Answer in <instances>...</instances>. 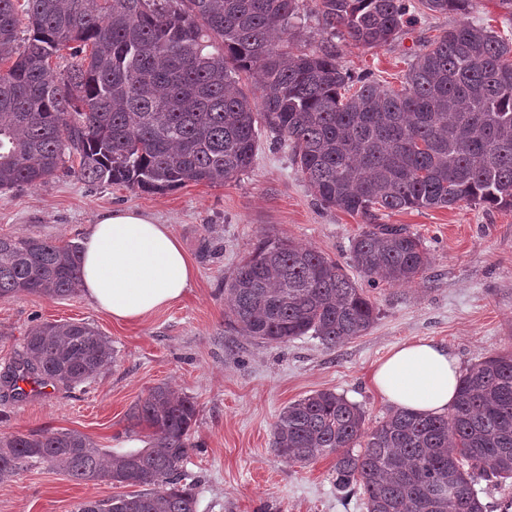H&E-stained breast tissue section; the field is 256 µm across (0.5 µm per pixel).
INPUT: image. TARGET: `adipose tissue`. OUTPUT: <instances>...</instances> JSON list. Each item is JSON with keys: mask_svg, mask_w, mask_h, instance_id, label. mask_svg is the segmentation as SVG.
Instances as JSON below:
<instances>
[{"mask_svg": "<svg viewBox=\"0 0 512 512\" xmlns=\"http://www.w3.org/2000/svg\"><path fill=\"white\" fill-rule=\"evenodd\" d=\"M195 276L168 225L122 209L104 213L81 242L84 294L118 322H134L178 300ZM456 358L440 345L415 340L393 348L375 369L380 394L396 408L447 413L458 386Z\"/></svg>", "mask_w": 512, "mask_h": 512, "instance_id": "adipose-tissue-1", "label": "adipose tissue"}]
</instances>
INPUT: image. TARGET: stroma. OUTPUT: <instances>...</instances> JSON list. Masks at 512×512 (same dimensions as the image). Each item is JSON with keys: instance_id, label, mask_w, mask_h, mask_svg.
<instances>
[{"instance_id": "obj_1", "label": "stroma", "mask_w": 512, "mask_h": 512, "mask_svg": "<svg viewBox=\"0 0 512 512\" xmlns=\"http://www.w3.org/2000/svg\"><path fill=\"white\" fill-rule=\"evenodd\" d=\"M461 23L512 39V11L501 0H472L463 13H426L398 39L373 49L341 42L339 61L401 89L423 45ZM133 208L169 225L196 269L182 298L135 323L112 320L84 294L47 298L21 293L0 300V371L30 327L85 322L109 337L115 358L90 382L71 389L14 395L0 387V434L75 430L102 453L149 447L151 431L128 420L151 387L166 383L194 398L198 450L185 463L197 512H366L359 494L344 497L332 481L334 456L308 465L272 449L274 424L288 403L331 390L358 404L366 428L390 411L375 389L376 365L398 344L425 339L455 355L460 369L512 351V209L422 208L386 212L379 223L420 236L432 257L414 282L393 285L351 265L350 247L367 221L325 208L289 150L260 133L253 167L221 186L190 183L159 193L90 184L59 170L46 183L0 192V237L80 242L104 212ZM312 247L339 262L377 308L363 335L334 349L305 336L285 345L243 336L228 322L224 285L264 233ZM123 489L78 481L47 464L0 483V512H75L88 499Z\"/></svg>"}]
</instances>
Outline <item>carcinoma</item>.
<instances>
[{
    "label": "carcinoma",
    "mask_w": 512,
    "mask_h": 512,
    "mask_svg": "<svg viewBox=\"0 0 512 512\" xmlns=\"http://www.w3.org/2000/svg\"><path fill=\"white\" fill-rule=\"evenodd\" d=\"M303 2L0 0V61L10 62L0 69V192L43 183L68 160L91 184L222 185L251 168L261 121L291 148L321 205L371 221L352 241L357 269L393 284L423 274L432 257L420 237L374 220L461 202L512 207V41L449 29L415 56L403 90L388 91L345 69L333 39L385 45L414 12L462 11L471 0H319L330 38L294 53ZM241 72L259 96L238 87ZM80 268L76 243L0 237V299L74 295ZM224 295L230 323L268 344L311 336L333 349L378 316L341 265L272 234ZM113 355L85 322L42 323L0 386H76ZM197 416L192 397L152 387L129 412L152 430L150 446L107 462L76 431L0 435V481L47 463L77 480L140 488L76 512H196L183 466ZM364 423L359 406L319 391L283 409L272 447L298 464L336 455V491L360 493L367 512H487L476 486H512V353L460 375L446 415L394 410L371 430ZM438 484L451 492L431 493Z\"/></svg>",
    "instance_id": "obj_1"
}]
</instances>
